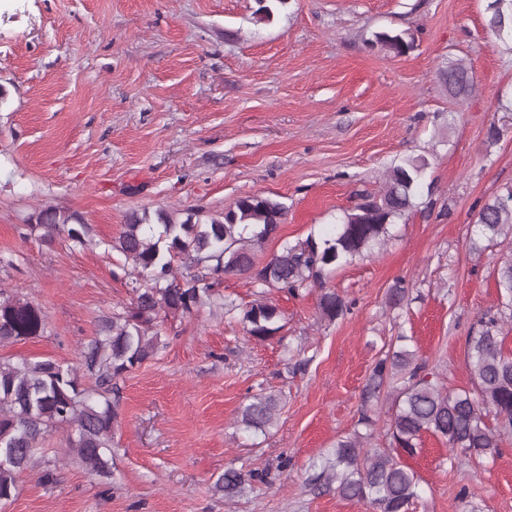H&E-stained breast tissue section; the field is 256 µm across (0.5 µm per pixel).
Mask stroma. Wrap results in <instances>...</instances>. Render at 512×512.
<instances>
[{
  "label": "stroma",
  "instance_id": "35a3bbf8",
  "mask_svg": "<svg viewBox=\"0 0 512 512\" xmlns=\"http://www.w3.org/2000/svg\"><path fill=\"white\" fill-rule=\"evenodd\" d=\"M486 4L285 0L259 23L257 0H0V288L46 321L2 358L76 361L99 320L128 305L124 259L105 243L132 211L277 199L288 212L262 264L379 196L393 161L427 162L422 198L384 246L300 295L268 292L274 337H250L216 307L165 322V347L120 383L111 477L68 457L56 432L53 480L24 474L0 512H368L316 475L362 415L387 446L395 389L361 403L375 362L404 334L440 387L471 388L466 340L496 312L512 255L511 235L490 242L474 224L512 185V38L485 29ZM402 30L415 37L407 55L372 42ZM457 64L474 78L462 102L439 78ZM45 205L80 214L88 245L22 237ZM400 279L409 295L394 305ZM326 289L352 304L332 322L318 307ZM261 391L279 407L256 436L238 416ZM407 463L414 512H512V433L492 462L450 465L427 435ZM229 469L266 478L228 500L214 484Z\"/></svg>",
  "mask_w": 512,
  "mask_h": 512
}]
</instances>
